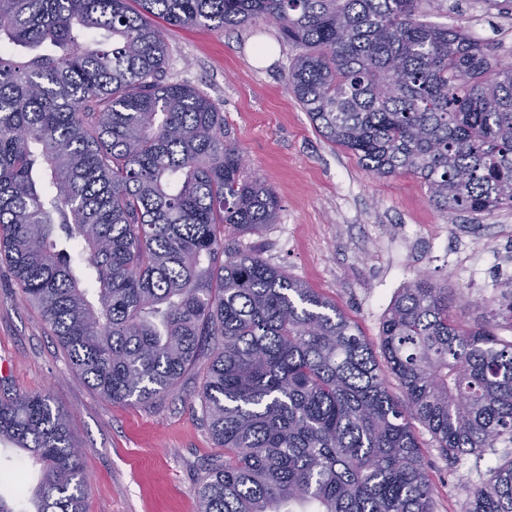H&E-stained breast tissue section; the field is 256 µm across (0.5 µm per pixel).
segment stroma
I'll use <instances>...</instances> for the list:
<instances>
[{
  "label": "stroma",
  "instance_id": "stroma-1",
  "mask_svg": "<svg viewBox=\"0 0 512 512\" xmlns=\"http://www.w3.org/2000/svg\"><path fill=\"white\" fill-rule=\"evenodd\" d=\"M424 18L488 43L495 63H512V13L490 0H432ZM167 43L165 78L207 93L246 174L278 197L275 223L237 235V247L335 302L374 346L392 301L419 277L447 286L462 324L486 322L487 303L512 277V208L439 211L415 176L376 177L327 142L288 89L296 50L274 24L172 27ZM208 363L201 356L174 392L151 401L107 399L73 376L67 351L0 263V396L45 393L66 414L88 482L84 512H198L205 468L224 456L198 418ZM416 431L435 512H470L490 469L512 451L500 442L449 459L424 426Z\"/></svg>",
  "mask_w": 512,
  "mask_h": 512
}]
</instances>
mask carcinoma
I'll return each mask as SVG.
<instances>
[{
    "label": "carcinoma",
    "mask_w": 512,
    "mask_h": 512,
    "mask_svg": "<svg viewBox=\"0 0 512 512\" xmlns=\"http://www.w3.org/2000/svg\"><path fill=\"white\" fill-rule=\"evenodd\" d=\"M432 0H0V262L68 352L120 401L172 392L215 341L198 393L224 460L199 512H434L415 423L444 456L512 443V339L452 317L419 278L375 352L336 303L232 235L275 223L224 114L162 79L169 27L273 22L316 130L439 210L512 207V65L421 20ZM492 317L512 322V279ZM0 445L40 467L0 512H82L86 479L45 394L0 399ZM470 512H512V458Z\"/></svg>",
    "instance_id": "cac0c4a2"
}]
</instances>
